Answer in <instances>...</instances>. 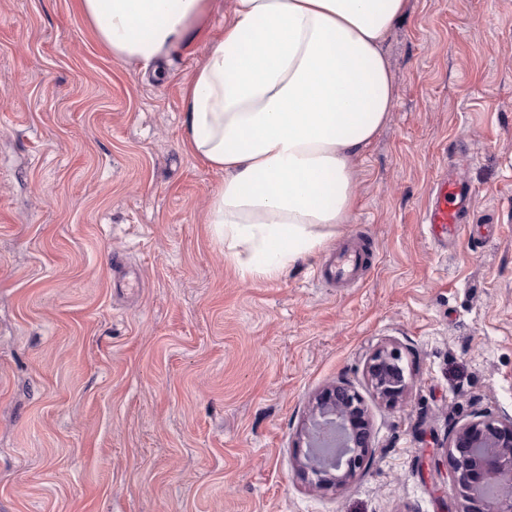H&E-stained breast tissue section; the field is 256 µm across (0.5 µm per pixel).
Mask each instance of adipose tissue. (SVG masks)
<instances>
[{
  "mask_svg": "<svg viewBox=\"0 0 512 512\" xmlns=\"http://www.w3.org/2000/svg\"><path fill=\"white\" fill-rule=\"evenodd\" d=\"M115 56L149 66L189 44L210 0H76ZM406 0H236L183 93V142L224 181L208 222L246 276L277 278L337 234L355 163L395 86L383 42Z\"/></svg>",
  "mask_w": 512,
  "mask_h": 512,
  "instance_id": "1",
  "label": "adipose tissue"
}]
</instances>
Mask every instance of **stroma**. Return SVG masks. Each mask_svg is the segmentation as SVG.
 Here are the masks:
<instances>
[{
    "instance_id": "1",
    "label": "stroma",
    "mask_w": 512,
    "mask_h": 512,
    "mask_svg": "<svg viewBox=\"0 0 512 512\" xmlns=\"http://www.w3.org/2000/svg\"><path fill=\"white\" fill-rule=\"evenodd\" d=\"M234 2L159 77L75 0H0V512H443L450 431L512 415V0H407L356 208L273 279L225 258L224 174L183 143L184 85ZM447 163L475 225L448 249L420 222ZM353 235L363 281H318ZM392 345L412 375L394 408L365 377ZM339 381L372 448L324 491L297 439Z\"/></svg>"
}]
</instances>
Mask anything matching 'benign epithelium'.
I'll return each instance as SVG.
<instances>
[{"instance_id": "7a95c632", "label": "benign epithelium", "mask_w": 512, "mask_h": 512, "mask_svg": "<svg viewBox=\"0 0 512 512\" xmlns=\"http://www.w3.org/2000/svg\"><path fill=\"white\" fill-rule=\"evenodd\" d=\"M402 362L399 348L386 347L376 350L366 366L372 391L390 406L402 399L410 383ZM304 435L309 448L321 438L343 439L347 459L338 455L329 465L318 460L301 466L304 477H317L315 486L319 488L343 486L362 467L371 448L367 409L359 393L344 381L319 393ZM445 461L447 478L461 490L464 500L461 508L448 512H512V475L499 474L503 464L512 466V416L477 413L446 442Z\"/></svg>"}]
</instances>
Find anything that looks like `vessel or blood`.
Segmentation results:
<instances>
[{
  "label": "vessel or blood",
  "instance_id": "obj_1",
  "mask_svg": "<svg viewBox=\"0 0 512 512\" xmlns=\"http://www.w3.org/2000/svg\"><path fill=\"white\" fill-rule=\"evenodd\" d=\"M473 190L453 173H443L431 189V201L422 221L430 235L440 243L458 242L467 236L466 222L472 210ZM367 244L354 242L336 256L325 259L319 278L331 285H344L361 280L367 270Z\"/></svg>",
  "mask_w": 512,
  "mask_h": 512
}]
</instances>
